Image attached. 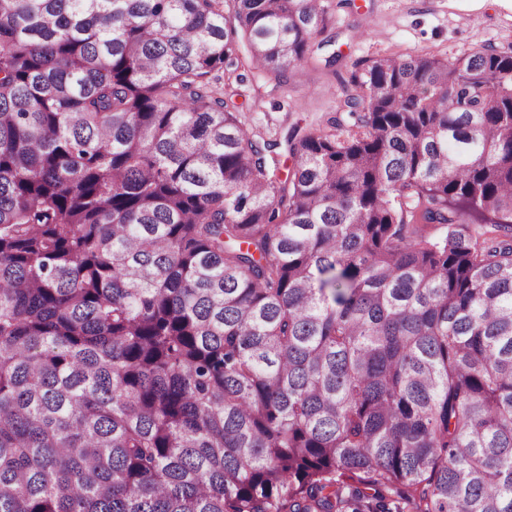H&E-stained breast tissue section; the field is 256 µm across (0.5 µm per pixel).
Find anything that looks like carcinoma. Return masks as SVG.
Wrapping results in <instances>:
<instances>
[{
	"label": "carcinoma",
	"instance_id": "obj_1",
	"mask_svg": "<svg viewBox=\"0 0 512 512\" xmlns=\"http://www.w3.org/2000/svg\"><path fill=\"white\" fill-rule=\"evenodd\" d=\"M332 25L0 0V512H512V51L367 60L282 178L214 83Z\"/></svg>",
	"mask_w": 512,
	"mask_h": 512
}]
</instances>
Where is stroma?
<instances>
[{"mask_svg":"<svg viewBox=\"0 0 512 512\" xmlns=\"http://www.w3.org/2000/svg\"><path fill=\"white\" fill-rule=\"evenodd\" d=\"M335 18V68L309 61L288 86L252 72L222 75L217 89L245 127L265 138L292 125L324 128L344 98L342 81L365 59L434 51L454 60L481 47L512 45V0H324Z\"/></svg>","mask_w":512,"mask_h":512,"instance_id":"obj_1","label":"stroma"}]
</instances>
